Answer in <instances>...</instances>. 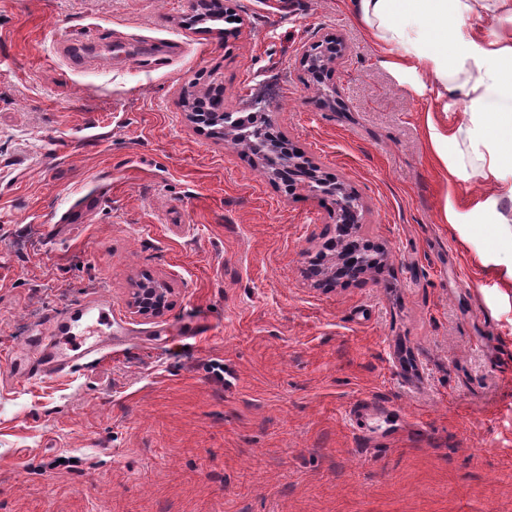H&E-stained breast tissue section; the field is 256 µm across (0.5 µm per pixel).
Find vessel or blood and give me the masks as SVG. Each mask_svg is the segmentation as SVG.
Here are the masks:
<instances>
[{
	"label": "vessel or blood",
	"instance_id": "b4317fda",
	"mask_svg": "<svg viewBox=\"0 0 512 512\" xmlns=\"http://www.w3.org/2000/svg\"><path fill=\"white\" fill-rule=\"evenodd\" d=\"M81 317L84 326L78 344L74 345L63 337L66 325L62 317L48 316L47 327L19 351L12 378L21 381L63 375L76 361L97 355L102 349L104 329L112 324V307L93 301L84 308Z\"/></svg>",
	"mask_w": 512,
	"mask_h": 512
}]
</instances>
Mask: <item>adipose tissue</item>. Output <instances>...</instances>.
I'll list each match as a JSON object with an SVG mask.
<instances>
[{
    "mask_svg": "<svg viewBox=\"0 0 512 512\" xmlns=\"http://www.w3.org/2000/svg\"><path fill=\"white\" fill-rule=\"evenodd\" d=\"M349 19L398 76H420L434 106L427 144L448 188L476 174L486 193L464 208L446 199L442 220L491 224L512 242V0H343ZM490 17L492 35L472 19ZM461 106L451 118L448 104Z\"/></svg>",
    "mask_w": 512,
    "mask_h": 512,
    "instance_id": "obj_1",
    "label": "adipose tissue"
}]
</instances>
